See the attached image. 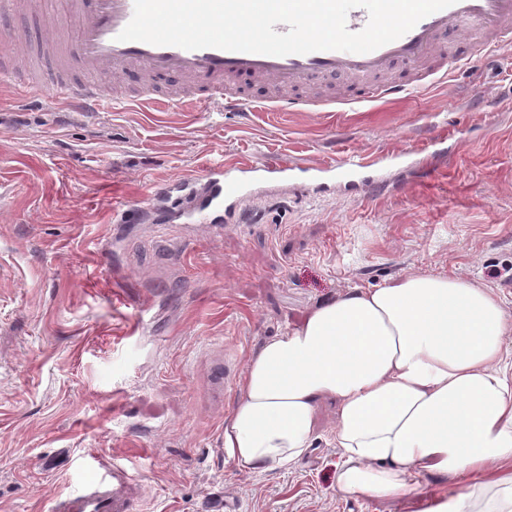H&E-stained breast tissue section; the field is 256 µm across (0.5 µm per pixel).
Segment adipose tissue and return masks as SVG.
<instances>
[{"label": "adipose tissue", "instance_id": "adipose-tissue-1", "mask_svg": "<svg viewBox=\"0 0 512 512\" xmlns=\"http://www.w3.org/2000/svg\"><path fill=\"white\" fill-rule=\"evenodd\" d=\"M510 335L476 280L412 273L349 290L251 354L224 454L244 472L296 463L332 401L338 491L402 497L427 473L453 482L429 512H512Z\"/></svg>", "mask_w": 512, "mask_h": 512}]
</instances>
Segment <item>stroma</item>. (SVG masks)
Here are the masks:
<instances>
[{"label":"stroma","mask_w":512,"mask_h":512,"mask_svg":"<svg viewBox=\"0 0 512 512\" xmlns=\"http://www.w3.org/2000/svg\"><path fill=\"white\" fill-rule=\"evenodd\" d=\"M459 51L474 62L447 83L333 112H56L0 89V512H51L115 464L140 512H426L434 475L409 499L337 491L332 405L285 470H238L224 421L262 342L350 289L448 273L512 316V49ZM347 152L413 163L379 169L377 191L260 185L247 223L220 231L142 211L222 158Z\"/></svg>","instance_id":"obj_1"}]
</instances>
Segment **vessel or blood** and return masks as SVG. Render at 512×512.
<instances>
[{
	"mask_svg": "<svg viewBox=\"0 0 512 512\" xmlns=\"http://www.w3.org/2000/svg\"><path fill=\"white\" fill-rule=\"evenodd\" d=\"M61 10H46L41 61L17 67L25 50L19 36L0 51V82L38 99L62 101L71 112H107L117 98L99 82L103 70L113 78L137 72L141 89L127 95L131 104L214 108L223 112H323L336 97L321 96L329 81L342 78L356 90V103L402 99L447 80L467 57L453 54L451 36L483 49L512 46V0H457L433 13L399 39L374 51L338 50L270 56L217 48L185 50L144 42L118 41L131 20L134 0H61ZM409 70L397 74L398 65ZM267 87L266 95H244L234 80ZM384 157L350 153L317 166L318 174L351 176L383 167ZM305 163L283 159L271 164L220 160L202 174L167 182L158 194L166 222L215 224L241 219V203L261 183L285 184L305 171ZM142 489L123 466L97 469L92 482L58 499L55 512H134Z\"/></svg>",
	"mask_w": 512,
	"mask_h": 512,
	"instance_id": "obj_1",
	"label": "vessel or blood"
}]
</instances>
